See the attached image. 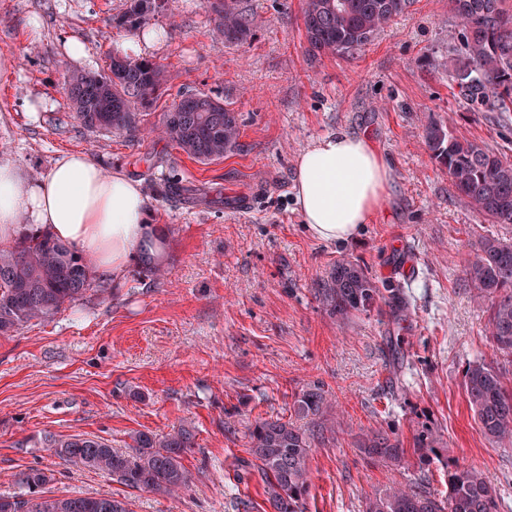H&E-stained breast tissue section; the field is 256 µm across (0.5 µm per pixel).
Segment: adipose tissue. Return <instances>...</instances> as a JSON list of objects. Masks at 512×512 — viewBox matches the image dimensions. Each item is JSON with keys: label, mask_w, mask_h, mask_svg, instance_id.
Wrapping results in <instances>:
<instances>
[{"label": "adipose tissue", "mask_w": 512, "mask_h": 512, "mask_svg": "<svg viewBox=\"0 0 512 512\" xmlns=\"http://www.w3.org/2000/svg\"><path fill=\"white\" fill-rule=\"evenodd\" d=\"M392 181V168L369 138L344 130L315 139L295 162L298 210L310 234L325 242L350 240L370 223ZM150 216L138 181L104 172L85 153H61L37 177L0 162V240L48 231L99 277L118 282L138 256L164 257L167 230Z\"/></svg>", "instance_id": "1"}]
</instances>
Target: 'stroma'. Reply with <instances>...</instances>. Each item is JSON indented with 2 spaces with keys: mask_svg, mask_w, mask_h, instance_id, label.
<instances>
[{
  "mask_svg": "<svg viewBox=\"0 0 512 512\" xmlns=\"http://www.w3.org/2000/svg\"><path fill=\"white\" fill-rule=\"evenodd\" d=\"M126 4L0 0V54L12 59L0 67V161L39 176L59 153L84 152L139 180L152 223L169 232L164 281L134 261L111 294L0 335V496L18 492L17 473L39 468L50 495H109L131 512H269L241 465L248 430L288 415L295 394L318 382L335 407L310 454L304 512H364L374 492L422 476L447 492L451 460L481 471L512 512V446L483 435L462 387L469 362L494 358L465 261L482 236L512 239V224L486 222L458 196L423 137L434 119L512 159V122L455 95L448 65L460 34L448 0H413L371 44L335 56L308 52L304 0H240L253 36L237 45L217 31L208 0H177L151 20L168 41L145 52L163 65L168 92L133 139L84 129L65 94L70 75L103 68L126 37L112 25ZM73 40L86 60L68 57ZM184 90L224 92L241 118L236 151L202 164L158 138L154 126ZM340 129L368 133L394 181L370 224L331 243L310 235L297 210L294 161ZM342 257L377 281L400 280L407 317L384 308L331 318L314 290ZM387 424L407 449L431 432L430 464L364 459L356 441ZM183 425L195 446L183 459L189 485L174 497L127 488L45 445L75 435L126 452L135 432Z\"/></svg>",
  "mask_w": 512,
  "mask_h": 512,
  "instance_id": "obj_1",
  "label": "stroma"
}]
</instances>
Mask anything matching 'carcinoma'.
Returning a JSON list of instances; mask_svg holds the SVG:
<instances>
[{
    "mask_svg": "<svg viewBox=\"0 0 512 512\" xmlns=\"http://www.w3.org/2000/svg\"><path fill=\"white\" fill-rule=\"evenodd\" d=\"M169 0H130L126 11L113 18L120 28L139 30ZM411 0H305L302 22L309 51L350 55L368 45L391 20L403 14ZM458 19L461 59L453 73L458 95L476 112L512 115V12L505 0H450ZM217 29L224 41L242 44L252 37V20L238 0L210 2ZM112 70V111L97 110L101 71L69 77L70 102L83 101L74 113L91 132L126 134L141 129L143 113L167 91L164 67L150 59L116 52L108 57ZM240 118L219 92L185 91L163 113L159 132L177 149L206 164L238 147ZM430 156L446 170L458 195L490 224H512V161L474 140L461 138L447 126L430 120L424 126ZM465 273L477 299L487 303L489 337L494 353L512 363V242L484 236L477 253L466 261ZM104 294L95 287L85 260L47 233L25 234L0 242V334L23 328L34 319L50 318L83 299L88 293ZM325 310L339 320L366 313L379 304L405 308L404 291L383 293L358 263L342 257L316 289ZM466 401L484 436L492 442L512 441V386L501 368L476 361L464 372ZM333 403L316 383L295 394L294 418L263 419L249 433L250 473L263 486L270 512H303L311 485L309 457L315 441L323 438L324 417ZM195 433L182 426L158 436L138 431L132 435L134 451L117 452L107 443L89 438H55L47 443L53 454L67 463L107 473L131 489L172 496L185 489L190 476L183 456L194 447ZM436 439L421 435L413 453L428 464ZM367 457L399 463L406 454L391 430L375 429L358 444ZM448 467V494L436 493L425 480L407 487L374 493L366 512H501V495L477 470ZM51 477L30 468L17 475L20 494L0 497V512H130L128 503L115 497L53 498L44 495Z\"/></svg>",
    "mask_w": 512,
    "mask_h": 512,
    "instance_id": "obj_1",
    "label": "carcinoma"
}]
</instances>
